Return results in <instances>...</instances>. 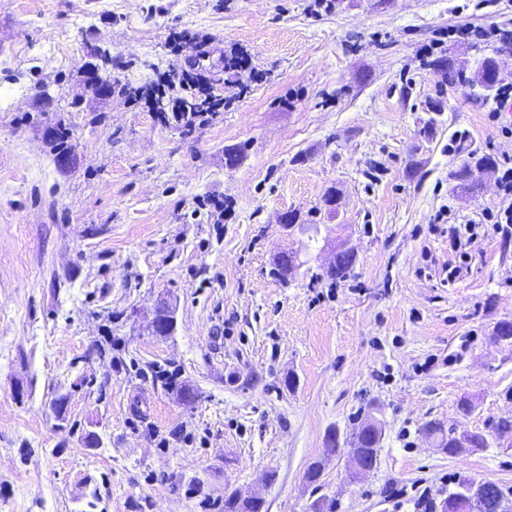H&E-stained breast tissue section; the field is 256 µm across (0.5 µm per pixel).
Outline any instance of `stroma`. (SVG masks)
Listing matches in <instances>:
<instances>
[{
	"label": "stroma",
	"instance_id": "stroma-1",
	"mask_svg": "<svg viewBox=\"0 0 512 512\" xmlns=\"http://www.w3.org/2000/svg\"><path fill=\"white\" fill-rule=\"evenodd\" d=\"M498 26L512 0H0V512H222L228 488L309 512L313 465L336 512H422L458 476L512 489V448L452 456L423 433L512 415V347L492 338L512 236L483 226L503 200L495 176L451 177L467 148L512 162V116L432 67L494 53L512 80ZM174 29L208 39L218 94L246 49L249 92L191 131L91 93L96 70L139 87L182 64ZM289 212L316 248L282 231ZM471 221L462 256L448 226ZM163 297L168 336L150 330ZM370 418L379 463L360 475L326 440Z\"/></svg>",
	"mask_w": 512,
	"mask_h": 512
}]
</instances>
